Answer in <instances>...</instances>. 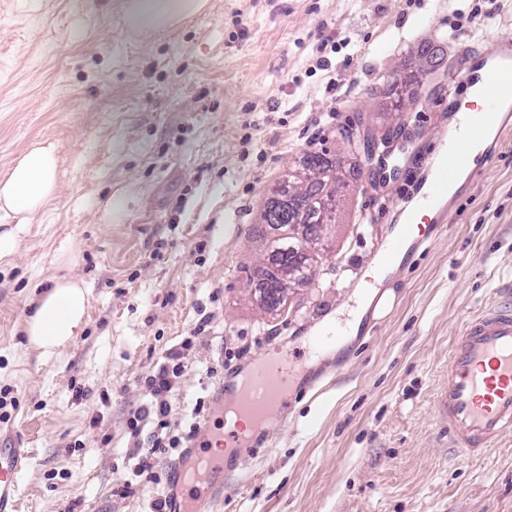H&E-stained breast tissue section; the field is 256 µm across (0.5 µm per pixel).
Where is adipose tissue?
<instances>
[{
    "instance_id": "adipose-tissue-1",
    "label": "adipose tissue",
    "mask_w": 512,
    "mask_h": 512,
    "mask_svg": "<svg viewBox=\"0 0 512 512\" xmlns=\"http://www.w3.org/2000/svg\"><path fill=\"white\" fill-rule=\"evenodd\" d=\"M209 0H122L125 27L151 34L177 26L204 13ZM59 157L54 144L37 143L18 155L8 173L0 177V221L29 223L55 197L58 189ZM90 304V291L80 280L60 278L33 300L24 333L28 344L42 358L59 352L81 332Z\"/></svg>"
}]
</instances>
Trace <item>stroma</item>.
Masks as SVG:
<instances>
[{"label":"stroma","instance_id":"stroma-1","mask_svg":"<svg viewBox=\"0 0 512 512\" xmlns=\"http://www.w3.org/2000/svg\"><path fill=\"white\" fill-rule=\"evenodd\" d=\"M116 3L0 0V177L37 142L61 157L55 199L0 262V448L31 451L19 512H149L183 451L135 471L156 427L140 418L145 377L182 350L167 417L177 436L224 371L350 310L400 222L394 202L448 130L451 77L512 42V0H211L148 35L130 33ZM399 100L406 111L392 110ZM365 128L389 137L393 179L348 145ZM322 150L345 154L351 192L313 283L271 318L248 291L259 210ZM476 172L416 263L370 290L357 334L317 358L318 386L273 443L225 476L212 512H512V435L454 459L435 405L452 336L512 281V133ZM60 277L83 280L90 306L46 360L23 325Z\"/></svg>","mask_w":512,"mask_h":512}]
</instances>
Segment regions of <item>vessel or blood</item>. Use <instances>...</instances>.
Here are the masks:
<instances>
[{
    "instance_id": "obj_1",
    "label": "vessel or blood",
    "mask_w": 512,
    "mask_h": 512,
    "mask_svg": "<svg viewBox=\"0 0 512 512\" xmlns=\"http://www.w3.org/2000/svg\"><path fill=\"white\" fill-rule=\"evenodd\" d=\"M507 102H512V76L487 80L469 101L457 104L456 122L440 141L442 162L432 164L415 189L394 204L406 232L388 238L382 250L375 252V261L387 254H409L412 237L424 240L437 230L443 218L441 195L455 167L466 160L472 141L480 139L490 123H497L502 132L512 127L500 118ZM504 294L505 302L463 321L448 352V385L441 407L448 423L449 449L461 459L478 458L512 434V289ZM348 332L347 324H336L328 332L310 336L306 347L289 348L279 363L252 361L241 375H224L217 383L216 400L230 402L239 423L222 431L205 429L203 439L238 449L236 466L245 469L250 461L249 438L240 422L262 424L263 440L271 442L276 432L271 414L285 412L298 363ZM202 441H193L184 453L183 468L176 471L168 489L167 512H209L224 482L223 455L203 448ZM21 473L15 449L0 448V512H18Z\"/></svg>"
}]
</instances>
